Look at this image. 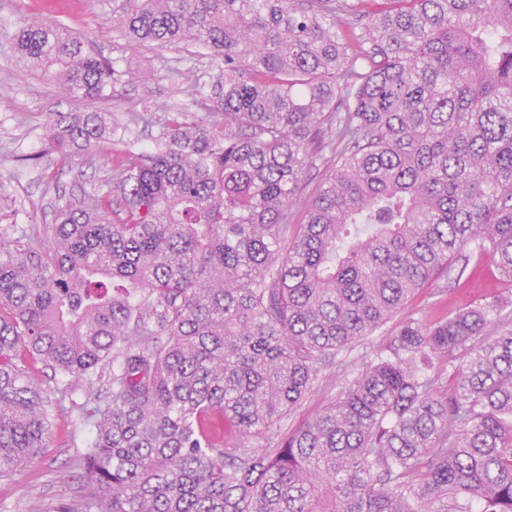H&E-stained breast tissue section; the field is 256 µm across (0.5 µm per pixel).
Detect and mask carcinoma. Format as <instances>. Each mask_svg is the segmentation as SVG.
<instances>
[{
	"label": "carcinoma",
	"mask_w": 512,
	"mask_h": 512,
	"mask_svg": "<svg viewBox=\"0 0 512 512\" xmlns=\"http://www.w3.org/2000/svg\"><path fill=\"white\" fill-rule=\"evenodd\" d=\"M112 18L211 56L216 119L169 114L107 188L59 197L37 234L0 228V477L80 395L86 512H512L507 301L405 321L281 432L453 262L487 252L512 281V0H112ZM5 46L79 102L124 76L50 21ZM116 134L88 109L44 141L67 159ZM344 371L331 367L321 368L318 379L305 404L288 416L281 424L282 431L295 428L301 421L315 413L337 395L344 384ZM347 379V378H345Z\"/></svg>",
	"instance_id": "obj_1"
}]
</instances>
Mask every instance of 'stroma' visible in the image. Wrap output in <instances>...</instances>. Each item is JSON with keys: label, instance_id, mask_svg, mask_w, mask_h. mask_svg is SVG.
Segmentation results:
<instances>
[{"label": "stroma", "instance_id": "obj_1", "mask_svg": "<svg viewBox=\"0 0 512 512\" xmlns=\"http://www.w3.org/2000/svg\"><path fill=\"white\" fill-rule=\"evenodd\" d=\"M25 16L72 27L103 55L120 59L128 75L113 82L102 103L113 121L126 122L129 113L143 110L159 119L179 108L206 116L208 109L195 94L197 89L211 86L218 72L216 63L209 56H191L175 47L149 50L128 43L112 21L110 0H0V37ZM79 108V103L45 80L0 57V179L21 203L18 224L51 223L58 195H76L110 180L111 163L102 154L78 152L63 161L44 148V126L57 113ZM495 299L512 301V282L499 279L494 261L486 253L477 267L425 285L407 305L403 317L392 319L383 331L359 342L342 358L354 364L365 355L386 354L403 318L431 324L464 307ZM343 383V371L322 368L307 401L282 422V429L295 428L315 413L337 395ZM86 438V431L70 417H57L38 457L11 478L0 480V512H30L35 502L42 512H85L87 478L79 456Z\"/></svg>", "mask_w": 512, "mask_h": 512}]
</instances>
